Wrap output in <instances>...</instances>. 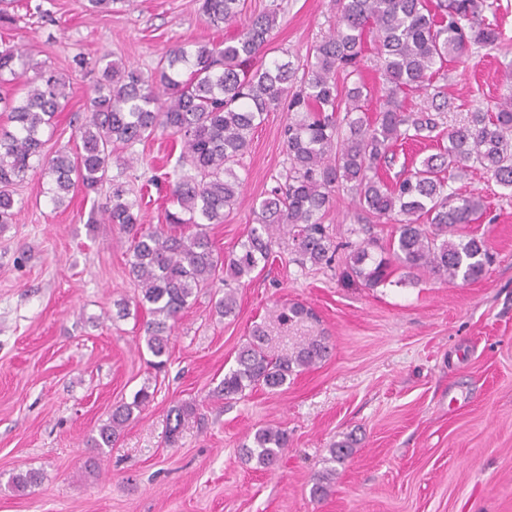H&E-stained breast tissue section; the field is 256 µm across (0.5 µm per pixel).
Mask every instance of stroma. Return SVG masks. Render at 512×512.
Here are the masks:
<instances>
[{
  "instance_id": "stroma-1",
  "label": "stroma",
  "mask_w": 512,
  "mask_h": 512,
  "mask_svg": "<svg viewBox=\"0 0 512 512\" xmlns=\"http://www.w3.org/2000/svg\"><path fill=\"white\" fill-rule=\"evenodd\" d=\"M502 32L493 46L471 48L450 64L445 80L446 127L474 108L494 109L512 94V0H492ZM50 16L38 19L36 5ZM336 0H245V15L276 10L266 54L305 64L333 30ZM0 20V43L21 47L32 63L71 84L46 153L75 146V119L104 52L142 71L173 45L221 41L232 28L205 23L196 0H127L89 14L85 0H14ZM287 114L269 113L236 168L244 199L210 235L220 254L235 250L254 225L253 202L275 187L286 167ZM141 166L111 165L110 176L141 185L171 171L180 147L156 135L135 145ZM40 173L21 184L23 207L0 227V512H512V191L481 169L452 189L481 196L482 216L465 231L482 237L493 261L473 282L423 273L400 284L367 288L341 262L300 268L287 239L273 263L235 286L234 315L214 304L223 278L201 291L170 341L164 371H155L142 323L144 311L116 318L115 301H134L126 246L115 226L91 224L105 195L74 194L54 207ZM337 241L376 236L350 194L327 212ZM301 303L312 318L282 321V307ZM268 350L285 356L325 337L328 356L279 391H246L223 400L215 390L254 326ZM154 398L135 413L114 447L94 453L87 440L112 407L142 385ZM197 419L169 446L168 414L179 403ZM273 425L288 448L271 470L243 461L247 434ZM352 440L345 464L332 466V444ZM41 472L19 495L13 474ZM333 470L327 495L315 499L318 475Z\"/></svg>"
}]
</instances>
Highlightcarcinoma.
<instances>
[{"mask_svg": "<svg viewBox=\"0 0 512 512\" xmlns=\"http://www.w3.org/2000/svg\"><path fill=\"white\" fill-rule=\"evenodd\" d=\"M244 0H200L210 26L235 27L222 42L172 47L146 74L137 67L98 61V76L88 96L87 113L78 128L81 148L44 152L42 134L54 127L57 113L70 98V82L53 70L32 67L15 45H0V85L23 83L24 96H0V114L11 128L0 127V224H13L22 208L15 186L36 170L49 178L46 194L56 205L77 190L96 193L108 180L109 163L119 149L130 148L161 133L182 146L177 167L164 173L173 209L165 224L144 227L130 189L112 185L101 218L127 238L129 275L137 286L135 305L145 308V343L166 365L174 328L200 291L219 271L234 281L252 279L268 264L280 236L291 240L301 265L332 263L338 245L323 224L336 193L346 191L376 222L394 224L386 245L367 242L345 256L351 274L368 288L390 283L398 270L463 281L479 279L490 256L485 242L456 234L482 213L480 198L463 196L449 186L479 166L503 188L512 189V97L495 112L470 113L467 124L445 131L440 114L448 107L434 78L451 62H460L472 46L494 45L498 26L479 15L486 0H339L336 26L314 46L302 76L290 63L266 59L263 49L276 25L272 11L241 19ZM376 45L386 94L369 113L364 87L342 92L340 82L359 75L364 37ZM35 76L27 77L29 69ZM418 94L429 108L411 112L401 96ZM287 112L283 146L288 160L284 186L270 191L253 207L255 226L225 257L217 253L209 229L224 223V214L239 204L243 182L235 167L247 153L251 136L268 113ZM438 140L437 152L422 158L394 182L379 170L393 160V148ZM227 317L236 309L233 290L214 305ZM312 316L300 303L282 308L285 321ZM322 337L299 345L286 356L267 351L266 335L255 327L224 372L218 395L241 396L262 387L280 390L288 379L327 357ZM150 386L137 390L131 402L112 410L109 421L89 438V446L113 447L134 411L153 399ZM193 404L170 410L168 444L175 446L182 428L196 416ZM288 448L280 427L257 429L240 448L241 459L263 468L274 466ZM40 481L34 470L12 477V489L24 492Z\"/></svg>", "mask_w": 512, "mask_h": 512, "instance_id": "1", "label": "carcinoma"}]
</instances>
